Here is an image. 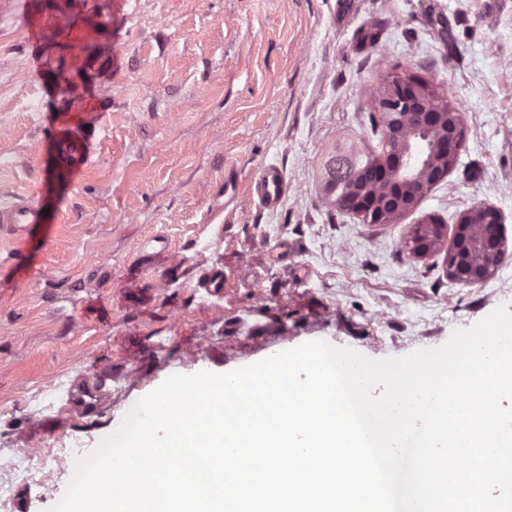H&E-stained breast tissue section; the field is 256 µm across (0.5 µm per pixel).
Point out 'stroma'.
<instances>
[{"label": "stroma", "mask_w": 512, "mask_h": 512, "mask_svg": "<svg viewBox=\"0 0 512 512\" xmlns=\"http://www.w3.org/2000/svg\"><path fill=\"white\" fill-rule=\"evenodd\" d=\"M100 20L68 44L60 16ZM41 27L32 43L27 28ZM450 92L465 145L448 177L393 224L322 195L337 146L378 150L367 122L380 75ZM84 112L93 161L57 171L53 122ZM285 172L274 213L250 188ZM234 172L237 201L224 199ZM37 195L47 217L0 229V482L49 512L71 472L14 476L25 450L94 449L173 374L227 373L323 340L373 359L443 345L512 305V258L479 285L444 253L401 247L433 216L500 210L512 250V0H27L0 9V200ZM219 271L224 291L199 281ZM112 375L89 416L72 382ZM288 192L282 168L276 164L261 166L252 185V200L262 210L275 212Z\"/></svg>", "instance_id": "obj_1"}]
</instances>
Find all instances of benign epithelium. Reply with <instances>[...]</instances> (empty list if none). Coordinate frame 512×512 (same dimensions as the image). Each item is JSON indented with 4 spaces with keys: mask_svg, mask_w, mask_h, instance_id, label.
I'll return each mask as SVG.
<instances>
[{
    "mask_svg": "<svg viewBox=\"0 0 512 512\" xmlns=\"http://www.w3.org/2000/svg\"><path fill=\"white\" fill-rule=\"evenodd\" d=\"M372 111L382 117L386 145L377 158L357 173L355 149L338 150L332 158L324 183L326 196L338 207L365 224H393L414 210L420 200L451 171L458 157L465 126L460 109L441 96L438 87L411 72H395L373 90ZM423 135L430 139V155L414 154L411 140ZM351 181L357 188L348 195L337 186ZM469 209L455 225L452 243L446 252V273L456 282L478 285L497 271L496 257L507 249L503 234L479 236L471 224ZM447 234L414 238L405 249L422 259L441 250Z\"/></svg>",
    "mask_w": 512,
    "mask_h": 512,
    "instance_id": "benign-epithelium-1",
    "label": "benign epithelium"
}]
</instances>
